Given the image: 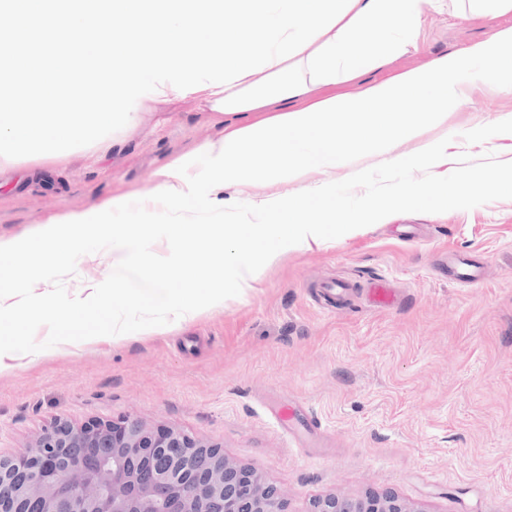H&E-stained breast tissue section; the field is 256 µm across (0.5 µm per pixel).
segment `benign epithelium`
<instances>
[{
  "instance_id": "obj_1",
  "label": "benign epithelium",
  "mask_w": 512,
  "mask_h": 512,
  "mask_svg": "<svg viewBox=\"0 0 512 512\" xmlns=\"http://www.w3.org/2000/svg\"><path fill=\"white\" fill-rule=\"evenodd\" d=\"M0 512H288L279 490L224 450L144 421L56 419L0 456ZM310 512H422L393 492L328 494Z\"/></svg>"
}]
</instances>
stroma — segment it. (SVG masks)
<instances>
[{"label": "stroma", "instance_id": "obj_1", "mask_svg": "<svg viewBox=\"0 0 512 512\" xmlns=\"http://www.w3.org/2000/svg\"><path fill=\"white\" fill-rule=\"evenodd\" d=\"M459 0L426 10L418 47L367 74L403 69L466 49L490 34L461 16ZM512 92L466 84L440 124L400 139L394 154L359 147L338 160L331 192L354 211L407 183L427 200L392 208L320 247L281 254L245 296L226 299L166 332L106 336L0 361V455L24 451L57 418L75 424L136 417L221 446L308 512L329 493L391 491L422 512H512ZM217 131L195 98L146 104L132 132L54 157L25 158L0 173V243L113 198H144L159 170ZM440 166H412L429 143ZM364 169L365 182L347 177ZM197 224H237L245 203L212 205L211 168L199 157ZM475 181L447 205L442 181ZM479 266L474 283L449 279L445 256ZM108 251L81 256L64 286L82 295L112 271ZM399 291L387 308L366 286ZM349 289L329 295L323 283ZM294 402L315 425L295 434L270 412Z\"/></svg>", "mask_w": 512, "mask_h": 512}]
</instances>
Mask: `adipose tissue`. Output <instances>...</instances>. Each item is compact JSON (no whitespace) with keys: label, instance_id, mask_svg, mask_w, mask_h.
I'll return each mask as SVG.
<instances>
[{"label":"adipose tissue","instance_id":"adipose-tissue-1","mask_svg":"<svg viewBox=\"0 0 512 512\" xmlns=\"http://www.w3.org/2000/svg\"><path fill=\"white\" fill-rule=\"evenodd\" d=\"M432 0H109L100 11L96 0H64L54 11L37 9L24 18L34 35L54 34L78 40L91 25L108 30L113 15L124 18L122 48L104 65L97 48H89L79 66L58 67L54 77L63 96L90 99L81 113L46 112L37 92L40 73L0 65V96L29 101L23 112L0 113V171L34 153L54 155L73 147L104 141L117 128L131 126L146 102L193 97L219 115L236 116L202 144L159 173L152 195L135 224L113 227L118 238L146 233L152 210L167 208L187 252L211 239L232 245L246 257L233 277L216 281L186 263L176 288L163 305L165 322L181 324L205 307H220L226 296L244 294L261 263L279 252L322 244L327 225L340 232L365 222H382L388 209L421 198L423 189L403 185L385 200L367 199L350 214L333 199L329 186L340 155L353 145H367V129L389 104L390 128L376 146L391 149L394 138L416 137L422 125L445 119L449 104L459 100L461 75L485 78L512 67V28L496 31L484 42L457 54L431 60L377 84L361 85L371 70L386 66L416 47L421 16ZM236 13V30L226 26ZM354 82L352 95L319 99L320 88ZM436 104L416 118H406L404 102L426 90ZM263 120L249 121L250 113ZM211 165L216 188L233 187L238 199L264 213L261 224L190 223L186 204L199 191L194 175L198 156ZM245 155L262 157L263 178L273 184L318 181L306 198H258L250 173L234 168ZM277 248H268L270 238Z\"/></svg>","mask_w":512,"mask_h":512}]
</instances>
